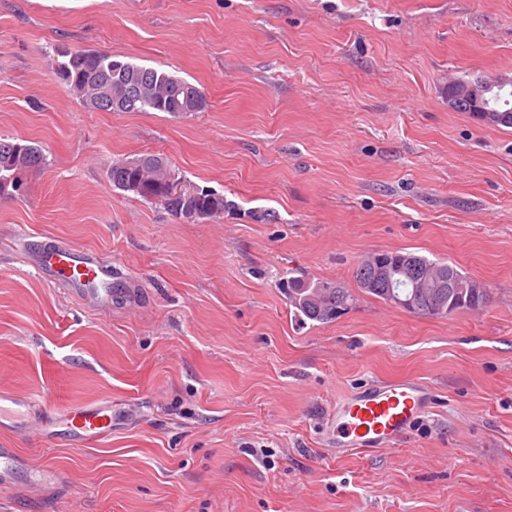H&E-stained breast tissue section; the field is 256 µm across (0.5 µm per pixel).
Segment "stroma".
<instances>
[{"mask_svg": "<svg viewBox=\"0 0 512 512\" xmlns=\"http://www.w3.org/2000/svg\"><path fill=\"white\" fill-rule=\"evenodd\" d=\"M75 49L207 105L89 110L51 68ZM501 74L512 0H0V134L45 156L0 196V395L113 416L88 446L0 428L25 462L0 512H512V128L446 98ZM144 154L233 208L192 223L113 188ZM44 239L111 261V287L47 280ZM380 250L450 260L491 301L295 317L288 273L355 289ZM406 376L437 395L409 437L328 446L336 394Z\"/></svg>", "mask_w": 512, "mask_h": 512, "instance_id": "1", "label": "stroma"}]
</instances>
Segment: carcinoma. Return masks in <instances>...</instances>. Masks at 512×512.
<instances>
[{
  "instance_id": "cac0c4a2",
  "label": "carcinoma",
  "mask_w": 512,
  "mask_h": 512,
  "mask_svg": "<svg viewBox=\"0 0 512 512\" xmlns=\"http://www.w3.org/2000/svg\"><path fill=\"white\" fill-rule=\"evenodd\" d=\"M53 70L66 91L86 107L98 111H114L109 102L126 98L134 83L139 85L136 98L119 108L121 112H166L176 117L200 112L206 105L202 91L186 80L155 68L117 61L98 51L76 49L61 53ZM186 89L193 90V99L185 100ZM494 103L503 111L484 112L481 120L494 127L512 128V111H508L512 108V98L496 97ZM149 159L151 155L144 154L114 162L109 171L113 187L121 190L128 183L149 178ZM43 161L41 148L0 135V195L19 190L18 174L39 167ZM193 190L195 195L190 204L205 220L223 214L230 206L222 195L197 186ZM377 256L381 257L387 276L376 287L367 288L365 281L374 277ZM353 278L364 293L387 304L393 303L396 293L414 301V314L433 318L479 310L491 299L490 289L456 265L411 252H375L356 263ZM282 286L288 290L295 316L303 321L331 322L356 301L350 289L330 280L313 282L304 276L290 275Z\"/></svg>"
}]
</instances>
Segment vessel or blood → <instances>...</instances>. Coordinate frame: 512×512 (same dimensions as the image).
Instances as JSON below:
<instances>
[{"label": "vessel or blood", "mask_w": 512, "mask_h": 512, "mask_svg": "<svg viewBox=\"0 0 512 512\" xmlns=\"http://www.w3.org/2000/svg\"><path fill=\"white\" fill-rule=\"evenodd\" d=\"M37 253L45 275L83 287L88 295L94 293L102 278L112 274L111 266L103 264L94 253L80 254L54 241L40 242ZM434 400L432 388L415 378L376 382L340 394L327 411V440L340 452L393 448ZM111 431V406L92 403L49 409L35 429L42 439L64 433L83 443L99 440Z\"/></svg>", "instance_id": "vessel-or-blood-1"}]
</instances>
